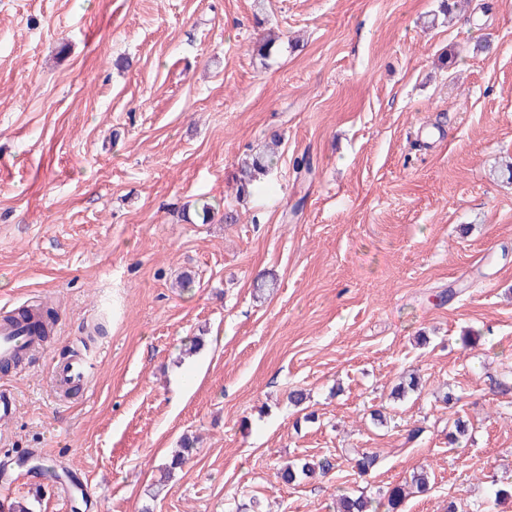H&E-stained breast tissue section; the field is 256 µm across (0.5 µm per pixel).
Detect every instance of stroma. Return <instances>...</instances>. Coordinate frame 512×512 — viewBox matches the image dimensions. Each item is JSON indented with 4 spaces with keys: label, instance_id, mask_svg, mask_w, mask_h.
<instances>
[{
    "label": "stroma",
    "instance_id": "obj_1",
    "mask_svg": "<svg viewBox=\"0 0 512 512\" xmlns=\"http://www.w3.org/2000/svg\"><path fill=\"white\" fill-rule=\"evenodd\" d=\"M439 4L0 0V304L42 298L59 325L12 379L0 512H335L422 466L405 512H477L512 483V0ZM276 134L266 192L237 200ZM78 350L90 389L57 400L50 367ZM295 458L335 468L288 485Z\"/></svg>",
    "mask_w": 512,
    "mask_h": 512
}]
</instances>
